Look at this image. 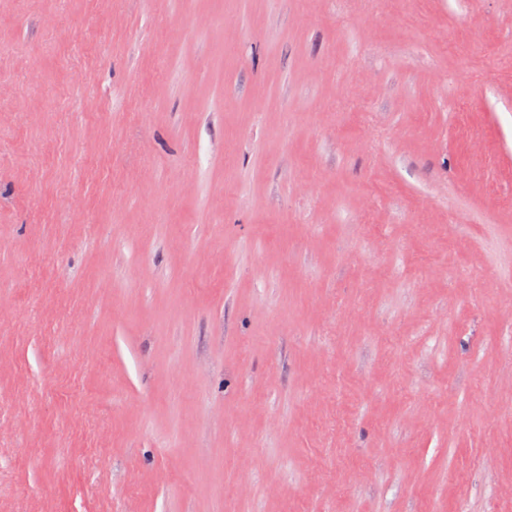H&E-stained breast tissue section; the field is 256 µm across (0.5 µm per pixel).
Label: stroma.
I'll list each match as a JSON object with an SVG mask.
<instances>
[{
  "label": "stroma",
  "mask_w": 512,
  "mask_h": 512,
  "mask_svg": "<svg viewBox=\"0 0 512 512\" xmlns=\"http://www.w3.org/2000/svg\"><path fill=\"white\" fill-rule=\"evenodd\" d=\"M0 512H512V0H0Z\"/></svg>",
  "instance_id": "35a3bbf8"
}]
</instances>
